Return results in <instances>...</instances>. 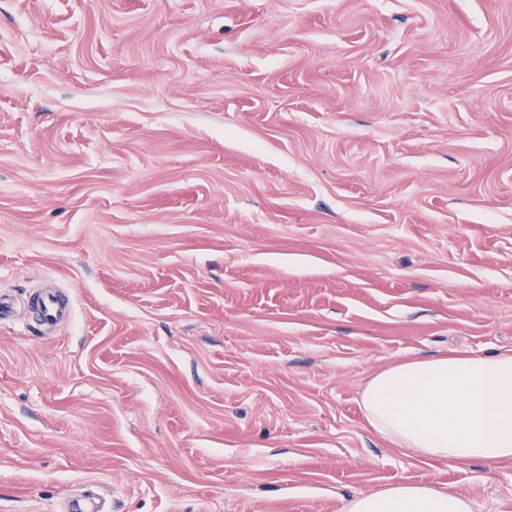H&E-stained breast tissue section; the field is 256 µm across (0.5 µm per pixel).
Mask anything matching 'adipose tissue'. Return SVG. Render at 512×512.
Wrapping results in <instances>:
<instances>
[{"label":"adipose tissue","mask_w":512,"mask_h":512,"mask_svg":"<svg viewBox=\"0 0 512 512\" xmlns=\"http://www.w3.org/2000/svg\"><path fill=\"white\" fill-rule=\"evenodd\" d=\"M361 407L378 436L416 457L452 467L512 461V350L403 361L371 377ZM344 512H473V505L447 487L403 480L353 497Z\"/></svg>","instance_id":"adipose-tissue-1"}]
</instances>
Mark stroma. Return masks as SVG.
<instances>
[{
    "instance_id": "1",
    "label": "stroma",
    "mask_w": 512,
    "mask_h": 512,
    "mask_svg": "<svg viewBox=\"0 0 512 512\" xmlns=\"http://www.w3.org/2000/svg\"><path fill=\"white\" fill-rule=\"evenodd\" d=\"M0 293V512H512L360 405L512 347V0H0ZM40 305L44 324L55 325L67 314L65 305L60 304L55 294L42 293ZM344 512H473V505L448 487L402 480L383 491L353 497Z\"/></svg>"
}]
</instances>
